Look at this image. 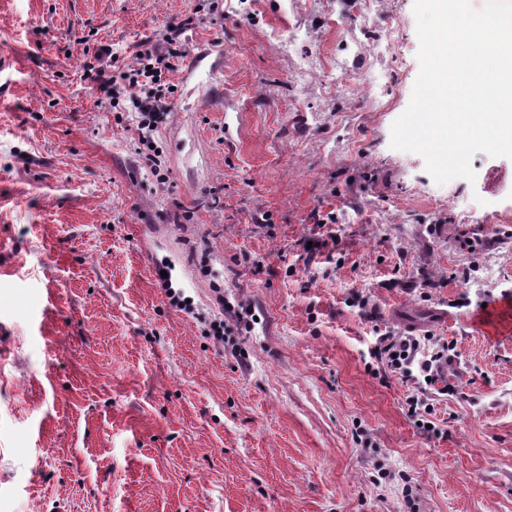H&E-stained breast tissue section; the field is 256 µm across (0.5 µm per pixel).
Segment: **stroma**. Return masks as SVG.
Here are the masks:
<instances>
[{
    "label": "stroma",
    "instance_id": "1",
    "mask_svg": "<svg viewBox=\"0 0 512 512\" xmlns=\"http://www.w3.org/2000/svg\"><path fill=\"white\" fill-rule=\"evenodd\" d=\"M387 2L370 112L293 80L350 0H0V512H512V159L441 185L391 148L419 41ZM191 14L139 145L84 65ZM400 311L455 355L433 433L370 355Z\"/></svg>",
    "mask_w": 512,
    "mask_h": 512
}]
</instances>
